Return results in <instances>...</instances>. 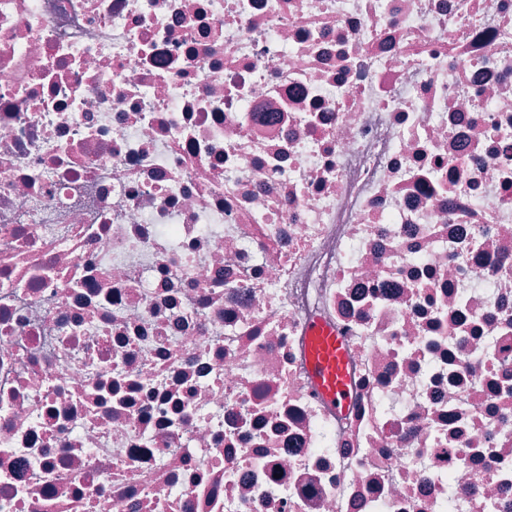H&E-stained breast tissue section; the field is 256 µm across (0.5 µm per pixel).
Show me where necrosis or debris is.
<instances>
[{
	"label": "necrosis or debris",
	"mask_w": 512,
	"mask_h": 512,
	"mask_svg": "<svg viewBox=\"0 0 512 512\" xmlns=\"http://www.w3.org/2000/svg\"><path fill=\"white\" fill-rule=\"evenodd\" d=\"M0 512H512V0H0ZM307 365L312 383L325 400L345 408L353 385L346 356V343L321 319L308 324Z\"/></svg>",
	"instance_id": "4bbe7bcc"
}]
</instances>
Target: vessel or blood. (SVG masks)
I'll return each mask as SVG.
<instances>
[{
    "label": "vessel or blood",
    "instance_id": "vessel-or-blood-1",
    "mask_svg": "<svg viewBox=\"0 0 512 512\" xmlns=\"http://www.w3.org/2000/svg\"><path fill=\"white\" fill-rule=\"evenodd\" d=\"M307 365L320 396L342 408L350 403L353 385L345 339L320 319L308 324Z\"/></svg>",
    "mask_w": 512,
    "mask_h": 512
}]
</instances>
